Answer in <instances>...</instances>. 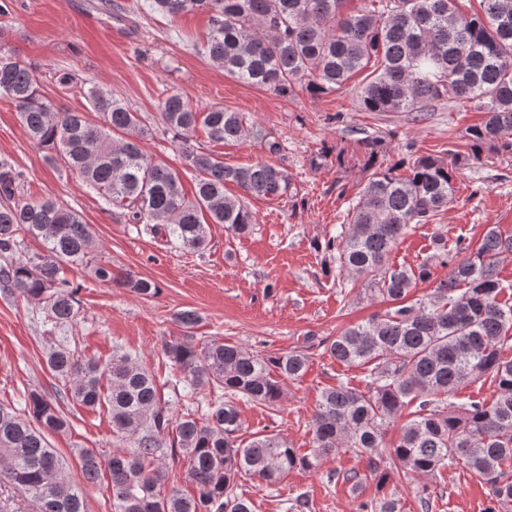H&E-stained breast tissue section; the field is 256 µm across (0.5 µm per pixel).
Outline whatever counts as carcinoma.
<instances>
[{
  "label": "carcinoma",
  "instance_id": "1",
  "mask_svg": "<svg viewBox=\"0 0 512 512\" xmlns=\"http://www.w3.org/2000/svg\"><path fill=\"white\" fill-rule=\"evenodd\" d=\"M347 0H148L153 13L176 17L202 11L209 32L203 54L224 74L252 86L291 95L300 88L315 97L343 88L357 71L372 66L359 92L366 112H426L435 103H473L485 120L466 129L470 153L450 163L438 155L403 154L392 164L379 156V136L357 139L370 171L349 224L316 248L336 256L354 280L391 302V307L350 326L324 352L340 363L368 365L365 390L341 381L321 392L312 418V448L302 453L279 435L240 439L237 400L279 409L285 381L304 376L309 355H258L240 345L184 336L165 343V357L181 372L159 381L128 353L102 362L77 357L60 344L49 352V369L67 383L64 397L87 409H106L115 433L133 440L132 452L117 451L108 463L114 512H253L235 492L237 479L277 483L290 470L317 469L338 447L367 460L377 496L355 512H405L392 477H429L461 464L482 480L494 504L490 512H512V303L499 299V266L512 256V237L489 224L478 246L460 237L453 246L434 236V254L415 269L388 257L413 224H428L448 206L455 172L491 155H512V0H481L484 15H466L456 0H369L353 12ZM0 26V96L16 104L29 140L50 164L78 171L108 205L126 210L130 224L162 235L176 248L205 246L207 229L222 224L232 234L250 230L254 216L242 198L226 195L228 184L254 197L281 198L291 182L283 168L257 161L238 166L193 145L197 131L215 143L240 141L249 129L241 112L213 106L197 109L177 92L158 105L165 133L195 182L192 197L180 173L154 160L142 144L152 135L140 113L112 91L91 87L86 112L62 111L40 91L36 67L4 47ZM344 153L322 148L311 165ZM22 173L0 158V288L44 306L51 328L77 320L80 285L62 268L88 264L97 248L80 215L51 198L17 200ZM43 241L46 254L24 256L19 233ZM449 267L425 298H410L419 282L433 277L434 262ZM124 285L152 297L148 280ZM489 375L495 397L461 406L448 401L459 389ZM208 400L202 420L174 415L173 404ZM414 417L389 428L410 406ZM28 414L0 404V483L24 489L39 512H86L83 488L66 479L64 462L47 435L70 427L58 403L32 392ZM175 433L171 453L186 461L187 494L169 485L155 464ZM84 480L100 478L101 462L78 454Z\"/></svg>",
  "mask_w": 512,
  "mask_h": 512
}]
</instances>
